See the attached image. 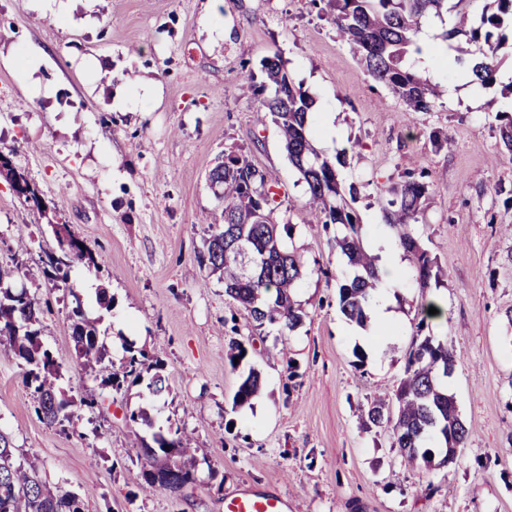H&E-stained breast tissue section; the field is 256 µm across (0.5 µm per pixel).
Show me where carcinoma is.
Instances as JSON below:
<instances>
[{
    "label": "carcinoma",
    "instance_id": "obj_1",
    "mask_svg": "<svg viewBox=\"0 0 512 512\" xmlns=\"http://www.w3.org/2000/svg\"><path fill=\"white\" fill-rule=\"evenodd\" d=\"M456 0V13L443 39L452 51L451 63L471 81L486 85L493 80L497 54L506 36L494 32L512 28V0H486L488 8L480 24L470 26L466 5ZM332 22L339 36L359 55L369 75L392 91L413 112H429L434 107V91L428 81L405 65L413 47V35L428 17L443 18L448 0H327ZM465 39H459V36ZM264 80L254 88L258 111L271 118L284 143L288 159L307 185L303 208L314 214L317 223L336 226V247L348 259L350 271L342 275L338 288L341 313L351 321L366 320L365 309L375 297L380 277L372 258L364 250L359 217L352 208L359 187L344 183L336 165L321 157L309 131L313 99L295 85L277 52L262 62ZM500 143L512 154V114L499 111ZM221 211L214 214L205 240L207 266L224 282V294L247 316L248 335L267 327L280 336L303 322L304 313L295 306L292 291L307 273L302 255L283 243L280 228L292 235L293 225L280 224L276 211L277 182L258 170L248 156L230 152L209 172ZM428 191L423 176L413 172L403 180L381 189L388 196L383 211L386 223L400 229L399 243L410 258L423 288L444 284L436 258L423 246L411 229L418 222L421 199ZM58 248L66 262L61 264L50 252L42 259L44 277L58 287L68 283V270L74 262H94L92 252L80 247L64 225L53 228ZM19 268L0 266V346L27 366L26 387L31 389L35 411L48 425L71 419L72 401L57 385L59 365L41 340L40 308L27 289L15 287ZM72 339L81 369L101 384L119 390L127 378L138 380L143 368H153L148 389L155 395L168 391L169 384L160 370L163 363L149 364L130 353L122 370L105 363L106 349L99 341L97 321L88 318L81 305L72 309ZM460 356L448 344L426 336L410 353L407 377L396 393L397 414L377 400L367 409V419L375 427L391 426L395 447L408 462L427 458L429 440L441 437L445 454L441 464L459 462L467 431L459 417L445 379L450 377ZM260 376L252 371L239 385L234 406L247 403L260 388ZM177 443L176 451L163 440H139L137 458L144 487L155 492L178 494L193 480L188 467L191 448L182 436H168ZM0 512H87L85 498L75 493H55L43 484L35 460L18 457L10 437L0 430Z\"/></svg>",
    "mask_w": 512,
    "mask_h": 512
}]
</instances>
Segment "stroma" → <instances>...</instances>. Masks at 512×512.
<instances>
[{"label":"stroma","mask_w":512,"mask_h":512,"mask_svg":"<svg viewBox=\"0 0 512 512\" xmlns=\"http://www.w3.org/2000/svg\"><path fill=\"white\" fill-rule=\"evenodd\" d=\"M60 5L51 14L34 0H0V155L44 203L24 202L0 174V263L19 265L18 285L41 304L42 342L61 366L58 385L74 413L63 429L43 423L24 366L2 352L0 430L36 460L43 483L82 495L88 512H224L225 494L252 487L286 493L291 512H512V155L500 150L493 119L512 108V46L499 50L489 88L442 69L429 78L435 108L413 112L367 75L329 10L310 0ZM275 51L315 101V147L342 159L344 182L360 187L363 240L378 232L398 242L382 221L380 187L409 171L429 184L417 230L444 284L420 287L404 263L384 339L340 312L336 278L347 259L334 230L300 210L306 185L276 126L255 110L247 75ZM328 112L339 133L331 140ZM434 130L447 146L433 144ZM230 151L277 177V219L293 224L292 244L312 270L293 293L302 325L284 341L271 328L252 336L236 362L228 342L244 328L243 313L199 260L203 218L217 206L208 175ZM56 224L69 226L95 264H74L68 287L54 289L40 258L57 247ZM101 287L111 309L96 300ZM432 300L446 318L418 328V309ZM78 303L98 319L114 366L132 343L161 359L168 392L153 396L146 372L121 389L102 387L96 407L80 405L90 380L71 339ZM420 333L461 353L448 380L468 432L457 466L406 467L390 430L361 417L374 398L395 405ZM252 370L260 389L234 406ZM142 409L152 426L130 422ZM156 427L180 431L194 448L195 480L180 494L138 489L137 443Z\"/></svg>","instance_id":"stroma-1"}]
</instances>
